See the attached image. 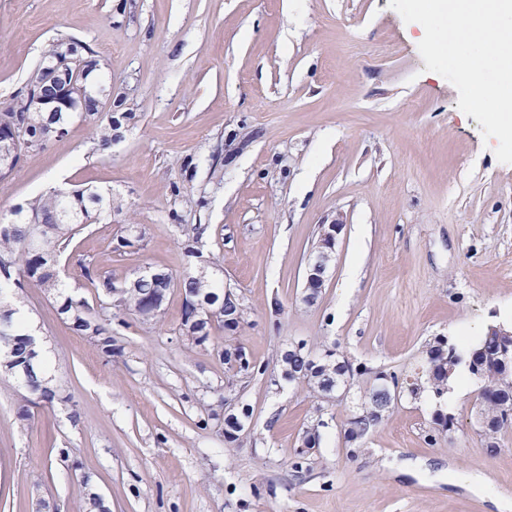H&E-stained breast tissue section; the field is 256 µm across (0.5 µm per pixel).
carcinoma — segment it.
<instances>
[{
	"mask_svg": "<svg viewBox=\"0 0 512 512\" xmlns=\"http://www.w3.org/2000/svg\"><path fill=\"white\" fill-rule=\"evenodd\" d=\"M70 59L69 101L71 112H37L27 99L26 92L18 93L12 103L0 108V180L6 179L21 157L31 158L56 137V131L66 127L75 115L91 126L93 139L99 150H106L123 132L134 126L139 116L135 112L102 113L105 101L87 85L88 75L97 59L88 45L76 41H54L43 52L38 68L53 67L60 58ZM112 214V190L78 188L68 191L53 189L42 193L24 206L15 208L14 219L0 224V292L8 287L12 276L23 277L36 283L57 304L58 313L65 316L70 328L89 336L101 346L107 356L121 352L114 346L112 336V309L138 314L151 308L150 321L158 322L164 315V304L170 289L177 287L183 294L181 322L178 334L190 347L209 340L212 330L235 331L244 321L246 307L236 293L224 295V286L213 283L206 272H187L176 279L171 274L156 270L145 277H137L121 288L112 278L98 271L92 262L82 259L79 265L84 276L98 290L100 310L90 312L82 298L63 291L58 261L76 234L92 223V218ZM210 309L209 319L203 309ZM28 329L22 315L8 304H0V372L16 379L27 395L17 408L22 422L34 420L31 396L40 406L52 408L60 400L56 377L49 372L47 363L27 372L22 371L26 359L25 337ZM500 346V336L488 328L473 345L448 344L439 337L428 343L422 365L427 390L440 398L448 393V382L456 370L463 366L478 386L479 417L486 422L480 436L489 448L497 447L498 434L512 428V412L505 403L512 396V371L487 365L474 368L471 356L477 351L494 353ZM224 364L235 374L247 378L255 374L245 354L237 348H226L222 354ZM282 376L304 380L324 395H330L346 379H363L360 407L349 419L345 438L351 445L352 455L361 451L362 439L376 426L393 406L380 394L381 383L398 386L396 375L373 370L364 365L353 366L347 360L334 358L328 349L316 355L307 341L299 340L282 356Z\"/></svg>",
	"mask_w": 512,
	"mask_h": 512,
	"instance_id": "1",
	"label": "carcinoma"
}]
</instances>
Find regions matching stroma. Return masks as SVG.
<instances>
[{"instance_id": "35a3bbf8", "label": "stroma", "mask_w": 512, "mask_h": 512, "mask_svg": "<svg viewBox=\"0 0 512 512\" xmlns=\"http://www.w3.org/2000/svg\"><path fill=\"white\" fill-rule=\"evenodd\" d=\"M71 38L140 120L99 151L71 119L0 181V222L54 186L111 190L120 210L61 257L74 295L99 306L79 258L121 285L147 266L182 274L194 243L247 314L187 347L174 288L163 322L113 311L122 353L109 358L42 288L14 289L64 403L21 422L23 389L0 375V512H84L90 487L111 512H512V428L486 448L475 388L453 397L455 427L440 434L430 394H401L353 456L358 385L326 398L281 377L302 339L407 374L435 337L512 324V164L426 71L418 24L389 0H0V105L50 41ZM338 216L334 262L305 304L308 254ZM129 224L143 238L119 246ZM227 344L258 375L233 376L217 352ZM241 405L250 417L234 431ZM312 425L316 449L293 470Z\"/></svg>"}]
</instances>
